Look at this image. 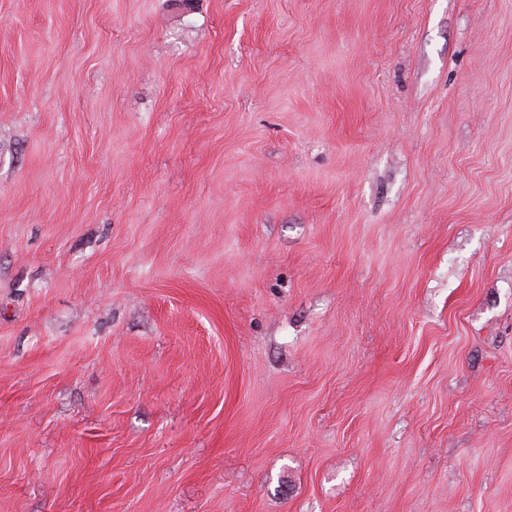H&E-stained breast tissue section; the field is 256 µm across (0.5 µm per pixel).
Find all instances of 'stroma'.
<instances>
[{
    "label": "stroma",
    "instance_id": "stroma-1",
    "mask_svg": "<svg viewBox=\"0 0 512 512\" xmlns=\"http://www.w3.org/2000/svg\"><path fill=\"white\" fill-rule=\"evenodd\" d=\"M0 512H512V0H0Z\"/></svg>",
    "mask_w": 512,
    "mask_h": 512
}]
</instances>
